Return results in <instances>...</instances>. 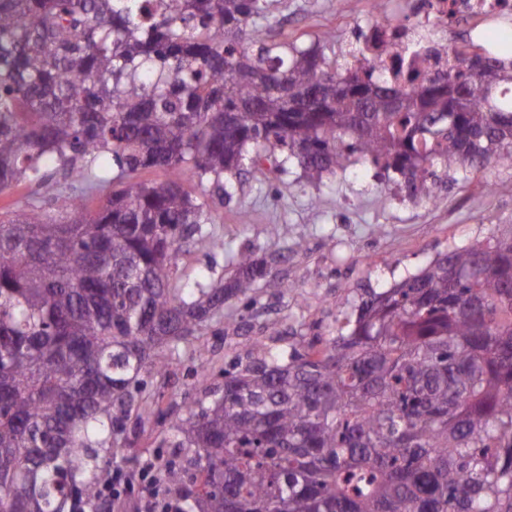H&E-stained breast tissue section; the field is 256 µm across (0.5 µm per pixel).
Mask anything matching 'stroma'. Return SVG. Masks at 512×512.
I'll return each mask as SVG.
<instances>
[{
	"label": "stroma",
	"instance_id": "1",
	"mask_svg": "<svg viewBox=\"0 0 512 512\" xmlns=\"http://www.w3.org/2000/svg\"><path fill=\"white\" fill-rule=\"evenodd\" d=\"M363 0H274L275 23L266 39L286 34L309 43L325 36L324 52L338 65L365 27ZM448 47L487 44L512 34V16L456 21L431 30ZM184 188L204 203L220 247L181 246L173 287L199 280L212 286L234 276V255L251 252L266 263L268 279L250 298L226 303L190 344L165 349L163 373L144 375L145 393L167 418L131 416L113 467L135 471L166 448L172 423L206 389L222 384L225 368L246 357L253 343L292 352L301 337L335 335L371 294L419 273L448 251L512 227V161L469 174L436 166L423 191L408 196L395 174L358 162L313 182L295 164L249 168L227 183L224 199L199 183L192 166L180 174Z\"/></svg>",
	"mask_w": 512,
	"mask_h": 512
}]
</instances>
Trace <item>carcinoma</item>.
Here are the masks:
<instances>
[{
    "instance_id": "cac0c4a2",
    "label": "carcinoma",
    "mask_w": 512,
    "mask_h": 512,
    "mask_svg": "<svg viewBox=\"0 0 512 512\" xmlns=\"http://www.w3.org/2000/svg\"><path fill=\"white\" fill-rule=\"evenodd\" d=\"M270 0H0V512H87L142 373L267 277L237 256L173 288L179 242L221 243L176 175L273 159L312 181L354 154L405 177L512 158V60L347 82L320 45L268 42ZM150 169L165 182L140 179ZM108 189L87 211L67 189ZM159 480L197 512H512V227L366 300L288 357L257 345L173 425ZM34 193V189L24 183L0 193V210L1 207H6L18 213L29 212L32 209L31 198Z\"/></svg>"
}]
</instances>
